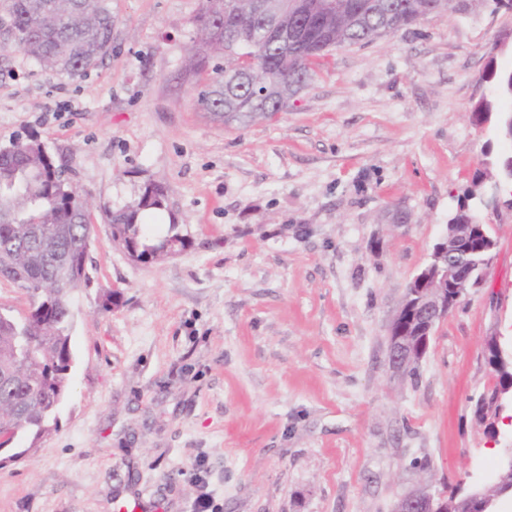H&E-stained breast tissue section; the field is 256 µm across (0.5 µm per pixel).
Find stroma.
Segmentation results:
<instances>
[{
    "mask_svg": "<svg viewBox=\"0 0 512 512\" xmlns=\"http://www.w3.org/2000/svg\"><path fill=\"white\" fill-rule=\"evenodd\" d=\"M111 6L112 52L82 77L0 33V146L36 136L92 224L70 388L56 429L0 467V512H188L204 491L223 512H390L423 481L493 482L512 427L490 438L472 400L496 381L485 338L512 337V210H482L493 269L418 384L393 376L387 326L483 150L505 149L473 108L488 62L512 68V6L336 48L287 110L224 124L186 69L200 0ZM149 181L168 192L155 232L190 245L136 263L104 211Z\"/></svg>",
    "mask_w": 512,
    "mask_h": 512,
    "instance_id": "35a3bbf8",
    "label": "stroma"
}]
</instances>
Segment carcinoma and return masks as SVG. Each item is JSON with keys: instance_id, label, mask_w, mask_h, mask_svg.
Here are the masks:
<instances>
[{"instance_id": "carcinoma-1", "label": "carcinoma", "mask_w": 512, "mask_h": 512, "mask_svg": "<svg viewBox=\"0 0 512 512\" xmlns=\"http://www.w3.org/2000/svg\"><path fill=\"white\" fill-rule=\"evenodd\" d=\"M432 2L336 0L333 13H315L292 30L286 46L259 20L250 24L248 37L234 33L224 22L228 0H201L188 67L215 77L198 101L204 111L227 121L282 112L278 99L307 87L313 65L336 43L375 41V4L403 7L394 23L398 31L415 23ZM2 26L42 68L69 76L85 74L112 52L110 0H0ZM482 80L495 82L498 99H480L474 112L496 113L497 134L505 136L512 108L499 101L512 100V69L498 71L491 63ZM11 147L0 154V277L25 282L34 310L27 323L0 310V435L16 442L50 432L66 396L73 363V301L89 280L91 224L86 198L38 138H19ZM166 208L165 187L150 182L134 204L106 210L112 244L128 256L154 261L184 250L189 239L179 225L170 223L165 234L155 235L145 222ZM48 245L66 255L65 264H50ZM486 363L497 381L477 396L473 417L487 431L497 417L495 399L506 373L493 360ZM458 489L457 484L448 486V512H477Z\"/></svg>"}]
</instances>
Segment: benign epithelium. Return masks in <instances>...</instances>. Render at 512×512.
Returning <instances> with one entry per match:
<instances>
[{
    "label": "benign epithelium",
    "instance_id": "7a95c632",
    "mask_svg": "<svg viewBox=\"0 0 512 512\" xmlns=\"http://www.w3.org/2000/svg\"><path fill=\"white\" fill-rule=\"evenodd\" d=\"M305 0H236L229 20L243 22L255 16L263 18L273 33L285 38L298 18L308 14ZM488 224L475 215L469 224H450L433 247L427 265L409 283L388 324V361L390 369L403 376V361L413 350L396 330L401 319L409 316L420 323L425 334L453 313L472 292L483 287L496 258L497 241L472 249V241L487 237ZM445 493L421 484L399 495L392 512H445Z\"/></svg>",
    "mask_w": 512,
    "mask_h": 512
}]
</instances>
